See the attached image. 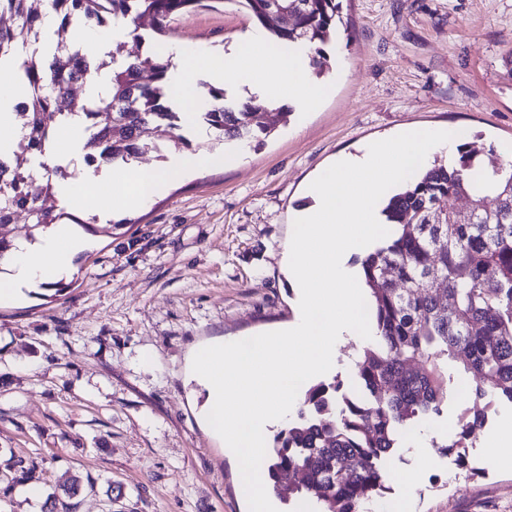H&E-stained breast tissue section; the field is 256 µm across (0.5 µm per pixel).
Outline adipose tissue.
I'll return each instance as SVG.
<instances>
[{"label": "adipose tissue", "instance_id": "adipose-tissue-1", "mask_svg": "<svg viewBox=\"0 0 512 512\" xmlns=\"http://www.w3.org/2000/svg\"><path fill=\"white\" fill-rule=\"evenodd\" d=\"M248 49L242 54H232L230 61L210 57L193 45H163V54H176L179 67L171 77L170 87L179 100L185 101L189 112H196L207 105V99L194 84L199 69H206L212 84L220 85L232 80L243 85L262 86L264 97L287 99L310 104L322 94L321 87L312 83L298 47L276 51L266 35L253 31L248 38ZM27 95L16 71L0 66V157L10 158L18 140V128L13 123L16 104ZM223 156H199L193 159L178 158L166 168L140 167L134 170L116 163L112 166V185L109 191L89 188L73 192L69 184H61L60 193L80 208L111 205L113 212L125 214L146 207L175 174L187 172L195 166L223 163ZM84 242L69 231L67 225L52 227L49 235L39 241L18 243L16 248L0 257V267L6 274L0 279V300L14 296L17 289L31 283L53 281L59 269L82 251Z\"/></svg>", "mask_w": 512, "mask_h": 512}]
</instances>
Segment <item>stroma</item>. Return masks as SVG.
I'll list each match as a JSON object with an SVG mask.
<instances>
[{
  "mask_svg": "<svg viewBox=\"0 0 512 512\" xmlns=\"http://www.w3.org/2000/svg\"><path fill=\"white\" fill-rule=\"evenodd\" d=\"M254 28L237 7H203L175 17L165 40L243 52ZM305 54L326 88L317 105L282 103L287 119L259 143L186 123L223 164L175 178L112 235L87 236L60 297L38 287L0 303V453L32 459L23 479L47 495L90 477L75 512H248L201 414L193 353L294 320L285 251L320 169L410 127H452L461 150L512 158V0H342L335 40ZM469 400L457 384L417 424L364 512H512V447L491 463L478 432L470 470L439 452L421 464L422 443L456 440Z\"/></svg>",
  "mask_w": 512,
  "mask_h": 512,
  "instance_id": "obj_1",
  "label": "stroma"
}]
</instances>
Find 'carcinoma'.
Here are the masks:
<instances>
[{"label":"carcinoma","mask_w":512,"mask_h":512,"mask_svg":"<svg viewBox=\"0 0 512 512\" xmlns=\"http://www.w3.org/2000/svg\"><path fill=\"white\" fill-rule=\"evenodd\" d=\"M42 0L35 13L31 0H0V15L12 18L0 26V61L24 54L20 75L29 96L15 110H26L21 136L13 150L17 171L0 180V229L18 212L32 216L25 240L32 243L64 214L43 199L56 194L59 166L46 154L56 129L78 120L89 132L82 163L98 172L93 160L131 164L148 144L143 130L154 126L161 142L195 151L177 133L184 113L172 109L169 62L151 52L115 58L122 44L112 46V73L102 97L79 100L70 92V78L92 84L102 68L82 52L72 32L78 26L103 27L125 21L132 39L147 24L166 33L176 15L203 0ZM243 7L251 20L270 28L278 45L305 42L317 47L336 34L340 0H225ZM56 14L47 31L43 17ZM150 70L152 80L141 81ZM212 107L202 113L207 127L226 141L250 143L269 136L271 128L253 124L258 112H272L259 99L238 106L224 104V90L205 86ZM105 110L110 120L95 127L90 116ZM496 206L486 207L488 197ZM468 198L473 205L466 224H434L431 215L446 198ZM397 235L359 260L368 296V316L376 327L374 343L359 353L350 385L339 379L305 383L296 417L274 436L273 455L266 461L273 492L285 503L314 498L318 512H363L386 489L381 462L417 423L440 415L450 393L448 363H460L469 377L472 398L492 405L512 404V160L494 150L486 159L464 152L454 165L441 158L410 179L383 209ZM487 412L464 410L459 439L441 451L465 465L464 441L483 427Z\"/></svg>","instance_id":"carcinoma-1"}]
</instances>
